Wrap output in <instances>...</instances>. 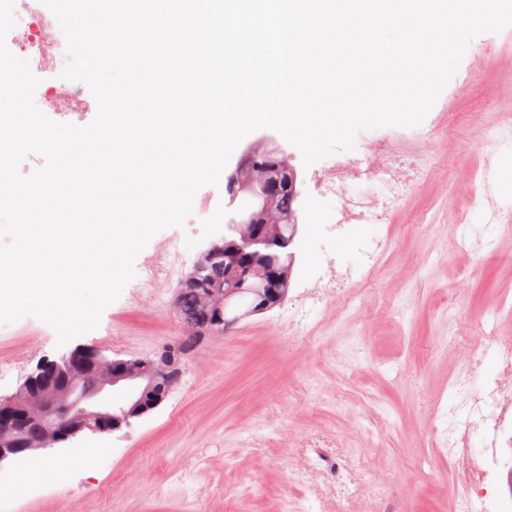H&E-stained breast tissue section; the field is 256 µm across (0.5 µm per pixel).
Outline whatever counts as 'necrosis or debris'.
Returning <instances> with one entry per match:
<instances>
[{
	"mask_svg": "<svg viewBox=\"0 0 512 512\" xmlns=\"http://www.w3.org/2000/svg\"><path fill=\"white\" fill-rule=\"evenodd\" d=\"M14 13L17 23L6 37L8 49L28 61L52 112L83 121L97 103L55 79L65 59L55 16L41 9L40 0H15ZM417 165L391 139L366 156L343 154L307 171L308 190L295 209L296 223L314 225L317 233L346 241L360 250L363 262L357 267L329 265L310 271L287 309L288 333L298 342L320 344V337L312 333L311 316L321 306L340 299L348 315L363 312L353 290L378 275L385 244L364 246L355 228L390 223L413 185ZM327 197L338 199V207L318 211V201ZM492 350L500 362L497 371L487 376L479 367ZM462 354V367L449 382L451 401L436 413L431 433L463 475L462 486L453 491L459 512H512V341L470 336Z\"/></svg>",
	"mask_w": 512,
	"mask_h": 512,
	"instance_id": "4bbe7bcc",
	"label": "necrosis or debris"
}]
</instances>
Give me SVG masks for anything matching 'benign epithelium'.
<instances>
[{"label":"benign epithelium","instance_id":"7a95c632","mask_svg":"<svg viewBox=\"0 0 512 512\" xmlns=\"http://www.w3.org/2000/svg\"><path fill=\"white\" fill-rule=\"evenodd\" d=\"M276 154L275 170L278 177L261 187H256L251 177L244 173L249 161L245 152L231 172L233 182L238 185L229 206L247 199L254 209L269 206L272 196L280 191L297 188L296 169L289 164L288 154L281 148ZM237 215L229 218L227 229L234 238V252L225 254L234 263L242 254L256 257L251 267L253 279L263 282L273 270L266 264V252L278 247L285 249L292 240L277 233V225H266L260 232L246 222V217L235 209ZM175 349L167 348L155 354L150 367L145 368L131 360H107L98 355L87 356L78 348L52 363L54 369L67 375L66 381L47 379L43 388L24 409H17L22 390L0 399V463L29 451L23 438V425L29 419L38 420L46 430L51 443L65 442L86 430L109 433L119 429L132 417H140L158 405L147 401L154 393L161 377L175 367ZM102 368L97 382L89 386L83 382L80 371L83 367Z\"/></svg>","mask_w":512,"mask_h":512}]
</instances>
